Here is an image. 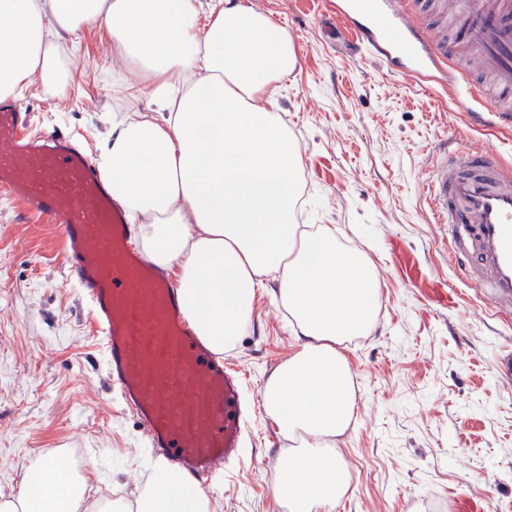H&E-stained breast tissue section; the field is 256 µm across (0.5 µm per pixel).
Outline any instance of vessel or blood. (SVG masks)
I'll list each match as a JSON object with an SVG mask.
<instances>
[{
	"instance_id": "1",
	"label": "vessel or blood",
	"mask_w": 512,
	"mask_h": 512,
	"mask_svg": "<svg viewBox=\"0 0 512 512\" xmlns=\"http://www.w3.org/2000/svg\"><path fill=\"white\" fill-rule=\"evenodd\" d=\"M360 48L401 61L411 79L444 63L456 109L473 124H512V111L482 107L470 71L434 39L428 20L402 0H344ZM457 26L475 65L512 93V0H467ZM17 100H0V194L58 231L68 283L85 304L107 378L139 423L155 461L191 485L223 479L241 451V386L195 332L167 270L148 263L135 226L113 200L93 157L64 134H37ZM422 193L430 221L448 230L461 279L483 288L486 306L512 316V171L482 149L438 147Z\"/></svg>"
}]
</instances>
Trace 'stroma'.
Listing matches in <instances>:
<instances>
[{
	"mask_svg": "<svg viewBox=\"0 0 512 512\" xmlns=\"http://www.w3.org/2000/svg\"><path fill=\"white\" fill-rule=\"evenodd\" d=\"M247 2L297 49L268 105L302 158L296 221L363 253L379 281L374 329L344 348L356 411L333 448L351 491L332 512H512V378L496 365L512 353V321L457 278L422 194L433 149L450 139L512 167V127L473 125L453 111L447 86L396 76L356 52L352 34L330 40L323 23L336 0ZM69 44L73 89L54 96L34 78L18 98L37 132L76 134L93 151L106 118L149 113L151 93L113 54L105 25ZM54 237L0 195V495L17 494L27 470L51 457L83 479L88 501L131 506L151 483L144 439L110 388ZM277 291L266 275L249 328L224 354L247 398L246 429L239 459L206 492L210 512H288L274 489L294 442L262 392L300 340Z\"/></svg>",
	"mask_w": 512,
	"mask_h": 512,
	"instance_id": "obj_1",
	"label": "stroma"
}]
</instances>
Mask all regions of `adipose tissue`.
I'll use <instances>...</instances> for the list:
<instances>
[{
  "mask_svg": "<svg viewBox=\"0 0 512 512\" xmlns=\"http://www.w3.org/2000/svg\"><path fill=\"white\" fill-rule=\"evenodd\" d=\"M106 24L112 51L137 67L156 114L114 123L96 163L112 195L140 223L154 263L177 266L196 331L213 352L232 349L251 320L264 274L279 275V300L302 347L267 379L264 404L304 450L282 466L277 497L290 512H327L350 490L328 449L353 413L352 369L342 348L368 335L379 286L368 260L324 229L295 222L301 155L259 102L298 63L287 32L244 0H0V98L31 75L56 95L73 83L62 43ZM136 512H209L207 496L160 466ZM82 483L28 471L0 512H82Z\"/></svg>",
  "mask_w": 512,
  "mask_h": 512,
  "instance_id": "1",
  "label": "adipose tissue"
}]
</instances>
